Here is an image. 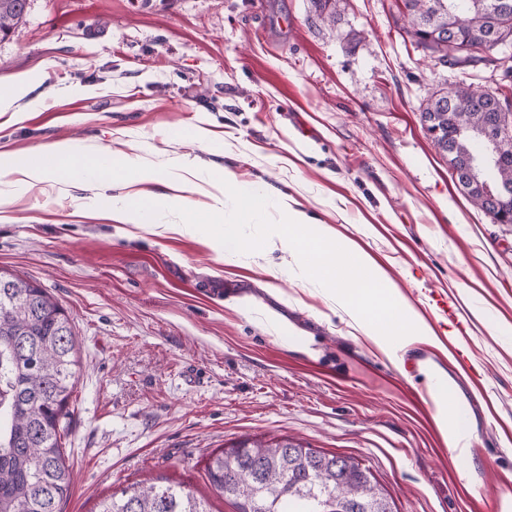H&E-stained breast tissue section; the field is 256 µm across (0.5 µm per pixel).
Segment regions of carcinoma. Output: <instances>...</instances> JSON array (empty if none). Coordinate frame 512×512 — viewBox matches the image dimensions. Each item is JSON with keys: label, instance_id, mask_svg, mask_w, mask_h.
Instances as JSON below:
<instances>
[{"label": "carcinoma", "instance_id": "carcinoma-1", "mask_svg": "<svg viewBox=\"0 0 512 512\" xmlns=\"http://www.w3.org/2000/svg\"><path fill=\"white\" fill-rule=\"evenodd\" d=\"M455 18L462 50L429 42ZM28 0H0V35L23 19ZM405 33L452 67L480 60L470 50H494L493 32L512 35V0H404ZM501 90L482 103L478 90L457 84L431 98L421 120L446 156L452 176L473 205L491 204L469 180L471 141L498 137L495 114L510 107ZM494 181L512 186V139L500 140L491 168ZM74 326L41 284L0 267V512H62L72 472L64 438L78 366ZM210 486L235 500L237 512H394V501L370 469L292 438H245L213 452L205 468ZM98 512H208L205 503L179 486L133 483L103 499Z\"/></svg>", "mask_w": 512, "mask_h": 512}]
</instances>
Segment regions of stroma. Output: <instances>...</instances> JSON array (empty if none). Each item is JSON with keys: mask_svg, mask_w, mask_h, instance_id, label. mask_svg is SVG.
I'll use <instances>...</instances> for the list:
<instances>
[{"mask_svg": "<svg viewBox=\"0 0 512 512\" xmlns=\"http://www.w3.org/2000/svg\"><path fill=\"white\" fill-rule=\"evenodd\" d=\"M503 55L448 68L405 33L401 0H30L0 40V96L31 86L0 115V155L66 143L161 171L141 224L115 220L123 198L93 195L79 164L0 207V267L47 288L79 337L63 512L139 481L235 512L204 468L248 436L355 458L397 512H503L512 224L460 192L420 120L458 82L501 88ZM227 177L355 243L432 309L429 335L389 354L281 247L212 244L208 193ZM443 380L466 406L455 452L429 392Z\"/></svg>", "mask_w": 512, "mask_h": 512, "instance_id": "1", "label": "stroma"}]
</instances>
